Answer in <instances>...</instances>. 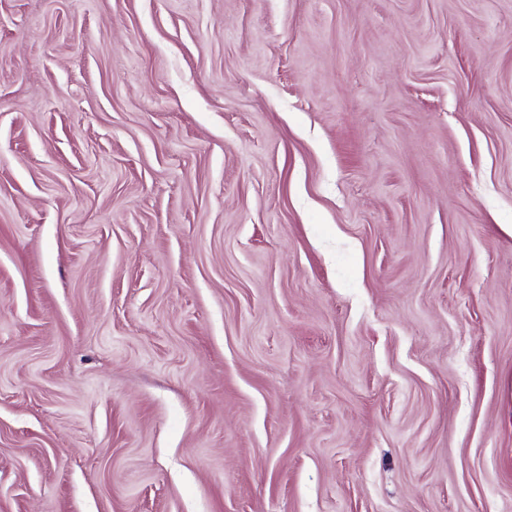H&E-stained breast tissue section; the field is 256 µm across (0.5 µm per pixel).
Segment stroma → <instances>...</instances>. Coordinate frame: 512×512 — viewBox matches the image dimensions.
<instances>
[{"mask_svg": "<svg viewBox=\"0 0 512 512\" xmlns=\"http://www.w3.org/2000/svg\"><path fill=\"white\" fill-rule=\"evenodd\" d=\"M0 512H512V0H0Z\"/></svg>", "mask_w": 512, "mask_h": 512, "instance_id": "obj_1", "label": "stroma"}]
</instances>
